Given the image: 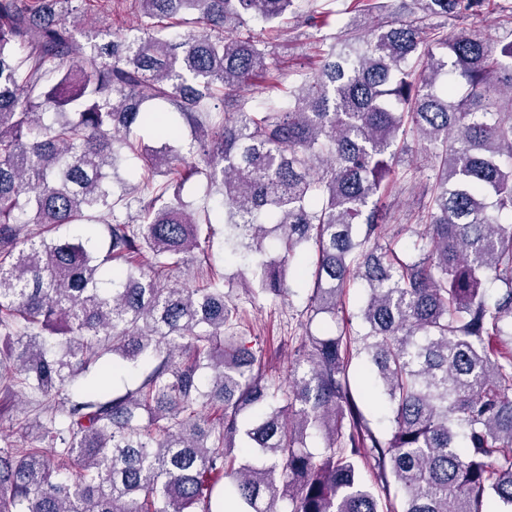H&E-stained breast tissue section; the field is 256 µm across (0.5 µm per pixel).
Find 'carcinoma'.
Instances as JSON below:
<instances>
[{
  "instance_id": "carcinoma-1",
  "label": "carcinoma",
  "mask_w": 512,
  "mask_h": 512,
  "mask_svg": "<svg viewBox=\"0 0 512 512\" xmlns=\"http://www.w3.org/2000/svg\"><path fill=\"white\" fill-rule=\"evenodd\" d=\"M127 2L142 22L111 34L82 27L84 0H0V390L48 425L46 449L0 448V512H512V41L428 36L399 11L366 27L377 5L356 0L265 109L244 87L288 74L250 23L280 32L294 0ZM143 127L161 147L139 150ZM410 133L421 148L404 167ZM127 152L144 162L138 189ZM410 173L425 176L418 223L389 224ZM192 178L221 195L252 295L289 300L308 252L307 324L364 290L361 329L306 332L281 396L224 276L164 286L210 241L209 211L181 195ZM93 222L102 255L31 228ZM405 233L412 254L395 248ZM108 353L107 372L152 367L109 399L63 396ZM356 356L386 434L354 395Z\"/></svg>"
}]
</instances>
